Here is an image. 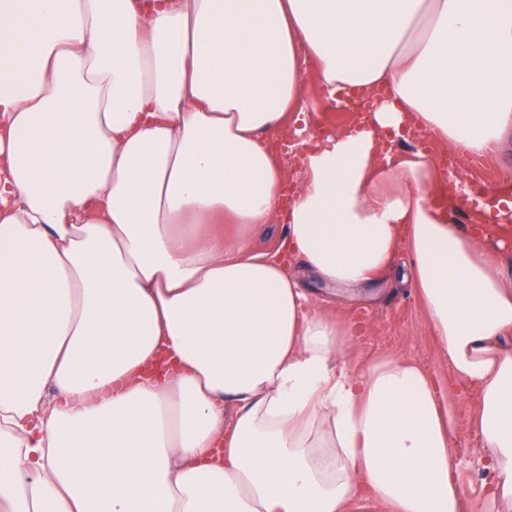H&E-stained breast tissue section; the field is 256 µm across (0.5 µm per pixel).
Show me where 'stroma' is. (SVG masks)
<instances>
[{
    "instance_id": "1",
    "label": "stroma",
    "mask_w": 512,
    "mask_h": 512,
    "mask_svg": "<svg viewBox=\"0 0 512 512\" xmlns=\"http://www.w3.org/2000/svg\"><path fill=\"white\" fill-rule=\"evenodd\" d=\"M316 73L315 64H308L304 88L308 121L318 130H342L354 121L355 115L332 107L323 96ZM454 177L486 190L512 184V159L488 154L478 164L467 157L455 165ZM300 282L303 288L320 299L324 311L335 315L339 321L361 327L362 333L355 340L347 361L354 374H365L371 364L401 356L416 361L442 380H450L448 365L439 356L424 310L412 289L383 280L369 286L364 294L350 295L320 283L307 271L301 272ZM446 400L457 429V445L453 452L459 466L464 508L466 512H473L483 496L485 479L478 453L481 440L471 425L475 407L473 395L461 386L455 393L447 395Z\"/></svg>"
}]
</instances>
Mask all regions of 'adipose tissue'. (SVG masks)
Listing matches in <instances>:
<instances>
[{"label":"adipose tissue","mask_w":512,"mask_h":512,"mask_svg":"<svg viewBox=\"0 0 512 512\" xmlns=\"http://www.w3.org/2000/svg\"><path fill=\"white\" fill-rule=\"evenodd\" d=\"M311 61L373 99L288 196ZM412 131L512 146V0H0V512H463L441 381L347 369L244 233L278 216L327 284L411 283L512 512V200L495 244L452 223L433 155L380 149Z\"/></svg>","instance_id":"1"}]
</instances>
